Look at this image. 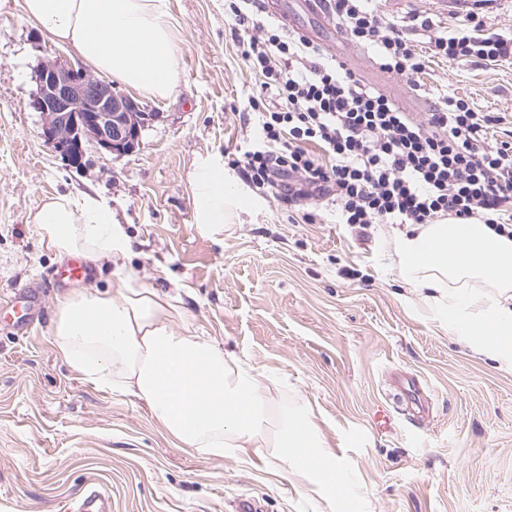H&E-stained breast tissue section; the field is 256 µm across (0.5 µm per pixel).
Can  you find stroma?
Wrapping results in <instances>:
<instances>
[{
    "instance_id": "stroma-1",
    "label": "stroma",
    "mask_w": 512,
    "mask_h": 512,
    "mask_svg": "<svg viewBox=\"0 0 512 512\" xmlns=\"http://www.w3.org/2000/svg\"><path fill=\"white\" fill-rule=\"evenodd\" d=\"M176 89L138 102L151 119L135 151L88 146L82 167L49 148L29 102L41 59L64 53L13 0L0 6V512H67L89 483L112 512H343L301 476L255 457L182 448L141 401L89 384L51 343L58 295L112 289V269L75 281L29 215L46 198L94 191L111 200L132 241L128 260L148 288L179 289L177 329L223 343L268 384L278 411L308 403L327 447L351 474L360 512H512V371L473 354L401 278L396 224L353 228L330 202L288 203L252 189L238 221L215 231L194 219L189 174L214 156L236 173L249 145L254 74L224 0H166ZM481 112L512 114V64L431 59L421 111L448 91ZM424 377L431 416L413 420L387 385Z\"/></svg>"
}]
</instances>
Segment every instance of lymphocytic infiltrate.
Listing matches in <instances>:
<instances>
[{"label": "lymphocytic infiltrate", "mask_w": 512, "mask_h": 512, "mask_svg": "<svg viewBox=\"0 0 512 512\" xmlns=\"http://www.w3.org/2000/svg\"><path fill=\"white\" fill-rule=\"evenodd\" d=\"M257 5L224 0L225 15L243 29L241 56L259 78L248 95L253 140L235 160L249 183L288 202L332 201L353 226L452 219L512 238V139L491 134L502 116L453 93L421 115L400 111L318 45L258 19ZM326 8L382 71L409 85L433 57L452 65L512 59V36L484 32L479 11L449 31L424 11L384 17L374 0H327ZM419 39L427 54L416 51Z\"/></svg>", "instance_id": "1"}]
</instances>
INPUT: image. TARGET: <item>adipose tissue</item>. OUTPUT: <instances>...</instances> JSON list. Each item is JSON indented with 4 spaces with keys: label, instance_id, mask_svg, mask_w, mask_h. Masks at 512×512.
Here are the masks:
<instances>
[{
    "label": "adipose tissue",
    "instance_id": "ef3b65f1",
    "mask_svg": "<svg viewBox=\"0 0 512 512\" xmlns=\"http://www.w3.org/2000/svg\"><path fill=\"white\" fill-rule=\"evenodd\" d=\"M45 38L127 89L166 97L177 57L165 0H19ZM195 222L232 223L250 202L217 159L189 175ZM46 248L112 265L116 293L84 289L58 296L52 343L86 382L141 400L177 445L205 457H257L335 492L341 469L325 448L309 406L272 414L251 368L215 340L174 328L178 292L143 286L126 268L130 239L111 206L88 193L48 199L31 216ZM402 279L424 291L449 333L478 355L512 369V240L484 224H427L395 238Z\"/></svg>",
    "mask_w": 512,
    "mask_h": 512
}]
</instances>
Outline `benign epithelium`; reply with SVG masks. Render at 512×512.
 I'll return each instance as SVG.
<instances>
[{
  "label": "benign epithelium",
  "mask_w": 512,
  "mask_h": 512,
  "mask_svg": "<svg viewBox=\"0 0 512 512\" xmlns=\"http://www.w3.org/2000/svg\"><path fill=\"white\" fill-rule=\"evenodd\" d=\"M29 106L40 115L45 143L75 167L89 144L111 154L132 152L150 117L112 85L61 57L38 65Z\"/></svg>",
  "instance_id": "1"
}]
</instances>
